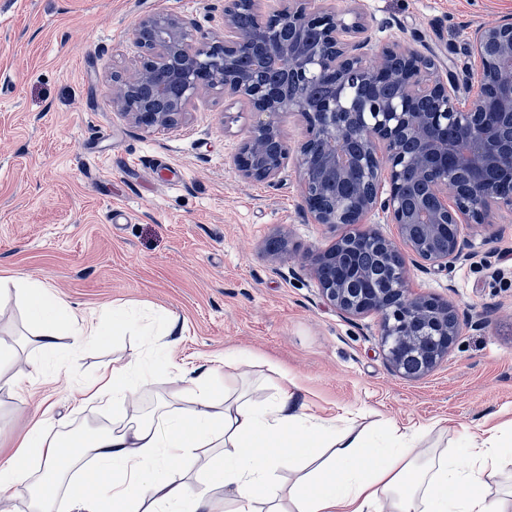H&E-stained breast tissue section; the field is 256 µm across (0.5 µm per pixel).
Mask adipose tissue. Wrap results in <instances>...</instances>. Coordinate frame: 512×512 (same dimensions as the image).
I'll return each instance as SVG.
<instances>
[{
	"label": "adipose tissue",
	"instance_id": "1",
	"mask_svg": "<svg viewBox=\"0 0 512 512\" xmlns=\"http://www.w3.org/2000/svg\"><path fill=\"white\" fill-rule=\"evenodd\" d=\"M25 293L37 324L35 368L41 356L58 351L60 332L78 350L128 323L116 309L111 325L85 316L64 330L63 304L48 286L32 282ZM212 375L182 371L176 394L186 397L187 408L145 416L135 399L151 379L148 368L104 366L83 383L79 402L111 400L121 417L72 441L36 423L0 463V492L24 493L30 512H52L50 485L61 490L65 512H212L208 493L215 489L231 512H512V500L487 493L512 466V443L498 427L462 428L455 447L433 453L425 445L430 428L394 426L378 438L306 414L284 386L257 405L216 397ZM191 457L206 458L205 467L186 470ZM84 459L92 469L81 483L69 473ZM283 468L299 476L282 499L274 478Z\"/></svg>",
	"mask_w": 512,
	"mask_h": 512
}]
</instances>
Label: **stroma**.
I'll list each match as a JSON object with an SVG mask.
<instances>
[{
	"mask_svg": "<svg viewBox=\"0 0 512 512\" xmlns=\"http://www.w3.org/2000/svg\"><path fill=\"white\" fill-rule=\"evenodd\" d=\"M225 0H0V346L19 348L0 373V457L37 420L54 434L111 422V410L76 406L81 384L104 365L140 356L143 316L177 319L168 355L143 391L153 411L179 369L214 368L211 387L277 391L324 419L349 415L385 430H453L512 419V214L493 210L467 230L470 258L452 273L412 268L415 291L447 298L461 314L444 361L421 378L394 373L375 315L349 318L325 303L304 264L342 227L308 223L301 174L287 162L272 180H244L235 164L255 114L203 90L178 127L145 131L105 102L113 75L140 50L131 30L169 12L196 34L223 29ZM373 40H398L436 65L472 67V30L512 19V0H362ZM286 239V253L271 251ZM53 287L66 314L133 311L102 342L28 363L22 336L36 331L22 279ZM251 361L235 376L237 356Z\"/></svg>",
	"mask_w": 512,
	"mask_h": 512,
	"instance_id": "1",
	"label": "stroma"
}]
</instances>
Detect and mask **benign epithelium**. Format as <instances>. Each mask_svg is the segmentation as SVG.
<instances>
[{"label": "benign epithelium", "mask_w": 512, "mask_h": 512, "mask_svg": "<svg viewBox=\"0 0 512 512\" xmlns=\"http://www.w3.org/2000/svg\"><path fill=\"white\" fill-rule=\"evenodd\" d=\"M351 2L336 11L314 8L311 0H283L255 34L239 28L237 12L241 5L257 11L258 0H225L222 39L195 35L172 13L147 15L132 31L140 59L130 77L112 78L107 101L146 130L181 124L202 87L247 103L258 119L238 149L241 176L271 180L292 158L301 172L308 221L354 227L310 256L321 297L350 316L379 315L391 368L417 378L448 355L459 334V316L448 300L409 287V264L421 261L451 271L467 257L464 228L486 223L495 206L512 209V193L500 196L490 178L494 172L512 176V144H497L492 133L496 124L512 123V21L473 31L469 52L481 59L483 72L477 98L463 111L453 70L443 76L430 58L409 46L396 41L382 47L379 66L370 67L363 53L369 38L361 0ZM245 54L256 55L259 68H281L283 82L269 86L241 70L238 60ZM149 82L156 83L166 107L138 96V87ZM284 112L301 116L307 125L306 139L294 152L278 121ZM449 126L456 132L451 142L443 135ZM458 169L469 173L461 184L455 181ZM408 182L428 189L424 206L404 205L400 189ZM320 196L328 204L316 206ZM374 212L396 225L401 244L364 223ZM367 244L377 248L393 287L358 289L378 275L354 266L347 277L322 278L324 265L342 269ZM410 320L430 325L444 341L409 372L404 360L418 346Z\"/></svg>", "instance_id": "benign-epithelium-1"}]
</instances>
